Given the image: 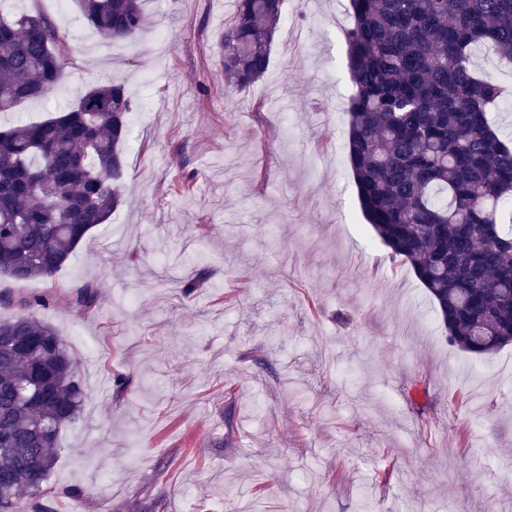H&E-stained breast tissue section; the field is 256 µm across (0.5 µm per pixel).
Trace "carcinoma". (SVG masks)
<instances>
[{
  "instance_id": "obj_1",
  "label": "carcinoma",
  "mask_w": 512,
  "mask_h": 512,
  "mask_svg": "<svg viewBox=\"0 0 512 512\" xmlns=\"http://www.w3.org/2000/svg\"><path fill=\"white\" fill-rule=\"evenodd\" d=\"M285 0H236L218 47L224 83L270 65ZM86 22L121 40L142 0H79ZM347 156L364 218L409 265L462 351L512 345V140L491 112L504 89L473 67L477 46L512 59V0H350ZM70 60L62 27L0 10V112L46 98ZM130 98L94 84L39 123L0 128V274L52 277L121 203ZM0 321V512H45L61 432L80 417L79 359L35 313ZM28 501L22 500V495Z\"/></svg>"
}]
</instances>
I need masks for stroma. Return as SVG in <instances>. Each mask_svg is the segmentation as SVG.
<instances>
[{
    "mask_svg": "<svg viewBox=\"0 0 512 512\" xmlns=\"http://www.w3.org/2000/svg\"><path fill=\"white\" fill-rule=\"evenodd\" d=\"M225 2L145 0L143 31L117 42L78 0L10 4L59 21L74 63L46 101L1 125L46 120L93 82L124 84L133 107L123 202L108 222L52 278L0 276V319L41 300L38 317L80 359L83 409L60 435L51 502L512 512V345L481 360L451 346L357 202L349 0H286L267 73L235 91L217 46ZM474 64L508 90L494 118L511 137L512 61L479 52ZM86 285L98 302L84 310L74 296ZM417 379L423 389L407 395ZM385 468L390 483L373 485Z\"/></svg>",
    "mask_w": 512,
    "mask_h": 512,
    "instance_id": "obj_1",
    "label": "stroma"
}]
</instances>
